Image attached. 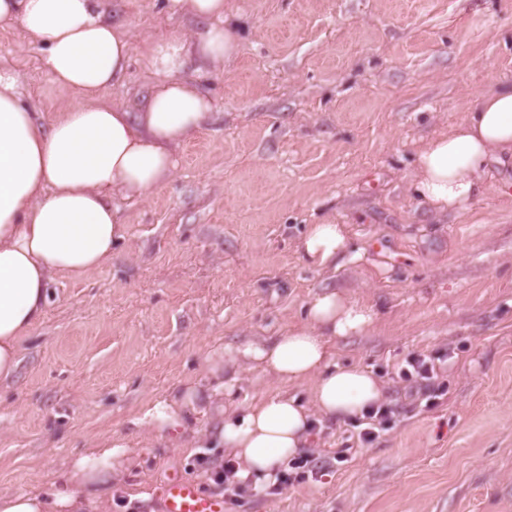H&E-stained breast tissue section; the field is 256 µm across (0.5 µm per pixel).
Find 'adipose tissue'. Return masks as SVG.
<instances>
[{
    "instance_id": "obj_1",
    "label": "adipose tissue",
    "mask_w": 512,
    "mask_h": 512,
    "mask_svg": "<svg viewBox=\"0 0 512 512\" xmlns=\"http://www.w3.org/2000/svg\"><path fill=\"white\" fill-rule=\"evenodd\" d=\"M172 15L203 23L194 36L172 30L132 41L108 17V0H0V25L19 23L40 46L52 84L72 104L39 121L23 103L17 79L0 71V382L16 373L23 342L52 304V276L84 279L112 261L128 227L113 194L139 198L174 173V148L210 120L213 102L194 79L234 59L241 40L227 0H166ZM138 53L153 76L139 111L112 105L105 93ZM512 162V79L498 81L450 130L417 152L412 189L436 213L457 212L485 188L491 164ZM346 245L341 224H313L301 249L310 265H335ZM371 307L331 291L313 295L307 320L240 359L256 363L280 392L224 412L205 448H227L238 480H270L307 446L313 416L347 419L383 400L380 380L359 365L331 360L334 338L363 334ZM310 384L311 401L288 386ZM200 397L186 387L132 417L149 434L177 440ZM130 444L104 437L74 455L56 479L34 491L0 492V512H98L112 478L130 463Z\"/></svg>"
}]
</instances>
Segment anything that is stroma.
<instances>
[{"instance_id": "1", "label": "stroma", "mask_w": 512, "mask_h": 512, "mask_svg": "<svg viewBox=\"0 0 512 512\" xmlns=\"http://www.w3.org/2000/svg\"><path fill=\"white\" fill-rule=\"evenodd\" d=\"M240 55L199 75L214 114L174 151L172 178L120 201L128 226L111 264L54 279L53 305L0 383V491L57 478L97 438L129 440L132 466L106 512H159L173 475L207 483L199 429L179 441L127 419L181 386L241 406L279 386L253 366L216 391L208 359L284 333L323 290L378 315L372 330L332 341L337 364L369 369L386 402L409 400L394 368L410 353L441 355L438 405L400 415L372 444L351 421L316 419L311 450L348 449L325 475L280 494L254 484L225 512H512V168L463 211L436 214L410 191L421 142L512 79V0H229ZM110 17L134 39L202 23L166 0ZM0 68L45 117L67 104L20 24L0 26ZM150 90L131 55L111 103L137 111ZM342 224L335 267L308 265L309 225Z\"/></svg>"}]
</instances>
